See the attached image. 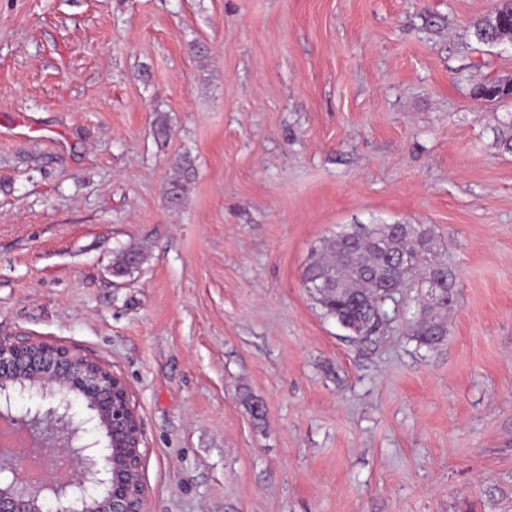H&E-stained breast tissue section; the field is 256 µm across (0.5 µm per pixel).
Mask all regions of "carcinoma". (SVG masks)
Listing matches in <instances>:
<instances>
[{"label": "carcinoma", "mask_w": 512, "mask_h": 512, "mask_svg": "<svg viewBox=\"0 0 512 512\" xmlns=\"http://www.w3.org/2000/svg\"><path fill=\"white\" fill-rule=\"evenodd\" d=\"M511 32L512 0H496L493 9L474 24V36L488 45ZM473 95L488 101L512 98V80L479 85ZM388 234L386 224H356L327 240L322 252L306 266L303 286L327 316L363 325L360 341L376 342L387 334L393 320L386 306L396 308L400 304L398 300L390 303L380 294L381 282L388 281V287L400 292L410 283L439 273L446 283V304L439 308L426 305L414 330L420 345H438L447 336L442 313L455 301L454 270L448 263L435 259L433 236L425 229L396 240L401 265L394 271L386 269L374 242Z\"/></svg>", "instance_id": "cac0c4a2"}]
</instances>
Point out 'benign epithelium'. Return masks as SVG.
Here are the masks:
<instances>
[{
	"instance_id": "obj_1",
	"label": "benign epithelium",
	"mask_w": 512,
	"mask_h": 512,
	"mask_svg": "<svg viewBox=\"0 0 512 512\" xmlns=\"http://www.w3.org/2000/svg\"><path fill=\"white\" fill-rule=\"evenodd\" d=\"M428 302L443 303L439 281L425 277ZM64 390L93 413L62 415L56 394ZM31 404L16 410L17 397ZM0 420L35 437L45 473L32 484L21 478L25 461L0 456V512H144L142 424L132 406L126 381L99 362L44 341L19 343L0 336ZM105 433L107 443L85 438L86 424ZM64 453L77 464L61 482L53 462Z\"/></svg>"
}]
</instances>
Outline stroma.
<instances>
[{
	"label": "stroma",
	"mask_w": 512,
	"mask_h": 512,
	"mask_svg": "<svg viewBox=\"0 0 512 512\" xmlns=\"http://www.w3.org/2000/svg\"><path fill=\"white\" fill-rule=\"evenodd\" d=\"M492 0H0V336L120 375L146 512H512V42ZM189 160L182 202L169 197ZM354 224L430 229L448 335L302 285ZM128 249L142 263L117 276ZM493 9L474 24V36L480 43L496 44L497 38L512 31V0H496ZM512 80H502L475 87L474 97L488 101L506 100L512 98Z\"/></svg>",
	"instance_id": "35a3bbf8"
}]
</instances>
